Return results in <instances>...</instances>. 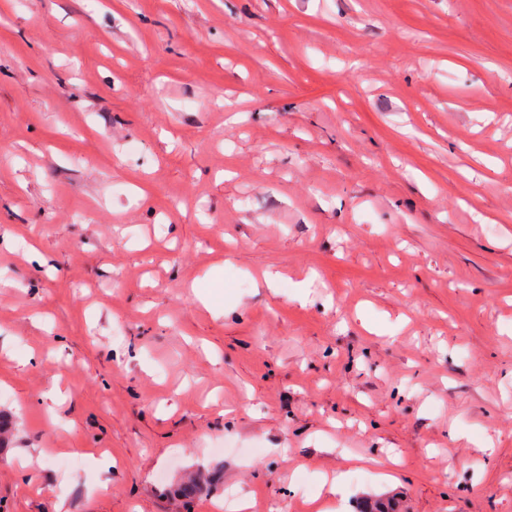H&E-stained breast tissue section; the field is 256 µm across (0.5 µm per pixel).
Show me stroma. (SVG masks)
<instances>
[{
  "label": "stroma",
  "instance_id": "obj_1",
  "mask_svg": "<svg viewBox=\"0 0 512 512\" xmlns=\"http://www.w3.org/2000/svg\"><path fill=\"white\" fill-rule=\"evenodd\" d=\"M0 270V512H512V0H0Z\"/></svg>",
  "mask_w": 512,
  "mask_h": 512
}]
</instances>
